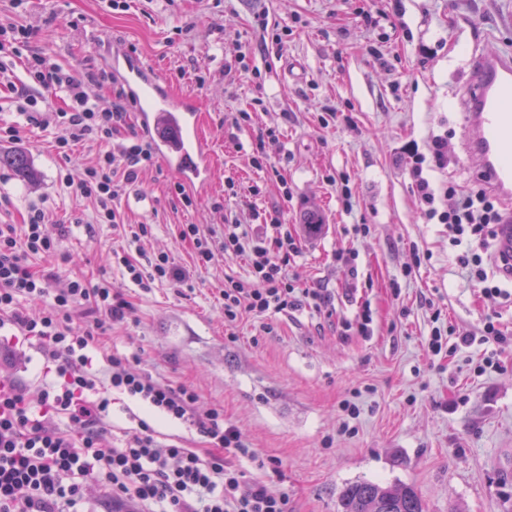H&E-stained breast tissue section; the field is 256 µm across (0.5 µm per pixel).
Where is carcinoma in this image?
Returning <instances> with one entry per match:
<instances>
[{
    "mask_svg": "<svg viewBox=\"0 0 512 512\" xmlns=\"http://www.w3.org/2000/svg\"><path fill=\"white\" fill-rule=\"evenodd\" d=\"M2 164L11 167L23 180L34 177L29 156L23 152L0 154ZM339 507L340 512H426L425 504L412 487H384L371 481L348 485L339 497Z\"/></svg>",
    "mask_w": 512,
    "mask_h": 512,
    "instance_id": "1",
    "label": "carcinoma"
}]
</instances>
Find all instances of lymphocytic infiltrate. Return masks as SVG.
<instances>
[{"instance_id": "lymphocytic-infiltrate-1", "label": "lymphocytic infiltrate", "mask_w": 512, "mask_h": 512, "mask_svg": "<svg viewBox=\"0 0 512 512\" xmlns=\"http://www.w3.org/2000/svg\"><path fill=\"white\" fill-rule=\"evenodd\" d=\"M99 83L93 76L78 78L46 57L30 56L25 78L7 84L24 121L0 126V141L19 139L29 125L53 129L54 147L62 157L83 140L105 144V151L82 172L65 173L60 181L92 204L98 223L123 228L138 241L150 235L149 225L125 224L116 203L125 186L153 166L154 154L146 140L121 136L125 108L95 93ZM50 93L65 96V109L46 107ZM447 145V136L436 135L428 153L408 156L420 210L426 220L444 224L452 245L470 237V247L458 262L485 297L512 301V277L494 261L501 219L495 200L482 191L460 194L448 185L432 186L427 177L447 167ZM49 224L48 212L39 206L28 209L24 224H0V328L13 326L34 341L47 371L55 375L53 384L34 399L0 379V512H84L91 482L107 488L113 499L137 505L139 512H288L287 492L247 485L238 463L255 462L259 456L236 426L225 424L223 410L200 408L193 388L153 378L139 356L107 357L112 389L194 426L205 450L162 444L144 421L124 447L105 445L111 401L98 394L99 377L88 349L112 323L126 318L131 305L104 279L94 283L76 276L65 287L50 289L51 273L36 271L29 263L33 254H57L60 240ZM178 236L191 244L198 267L245 258L247 276L225 277L221 291L228 328L251 314L329 305L324 289L300 288L289 278L287 267L299 252L300 237L282 223L279 212L269 213L263 224L234 220L218 231L183 224ZM119 261L129 280L146 290L158 282L184 279L165 253L124 254ZM32 300L44 303L35 315L25 307ZM477 341L507 344L495 314L486 315L477 332L457 334L452 343L440 327H433L429 348L436 354L446 346L455 352ZM64 416L74 422V429L59 426Z\"/></svg>"}]
</instances>
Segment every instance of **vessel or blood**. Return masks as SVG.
Instances as JSON below:
<instances>
[{
    "instance_id": "1",
    "label": "vessel or blood",
    "mask_w": 512,
    "mask_h": 512,
    "mask_svg": "<svg viewBox=\"0 0 512 512\" xmlns=\"http://www.w3.org/2000/svg\"><path fill=\"white\" fill-rule=\"evenodd\" d=\"M112 70L127 97L138 103L137 130L158 160L185 185L209 187L214 161L200 133L202 114L196 100L176 93L134 53L117 52ZM458 107L462 154L477 159V178L502 204L498 259L512 266V53L477 55Z\"/></svg>"
}]
</instances>
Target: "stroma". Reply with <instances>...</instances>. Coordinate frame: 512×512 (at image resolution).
Masks as SVG:
<instances>
[{"instance_id": "35a3bbf8", "label": "stroma", "mask_w": 512, "mask_h": 512, "mask_svg": "<svg viewBox=\"0 0 512 512\" xmlns=\"http://www.w3.org/2000/svg\"><path fill=\"white\" fill-rule=\"evenodd\" d=\"M259 13L267 28L257 26ZM17 22L31 32L29 51L77 76L104 77L111 97L121 92L113 50L124 46L194 97L204 116L215 176L194 192L195 206H181L176 176L159 164L118 202L126 223L150 225L145 248L169 254L186 276L185 285L148 292L114 257L135 244L96 223L92 207L58 179L60 170L81 171L94 148L60 158L53 132L37 128L0 142L1 152L28 154L36 173L29 183L0 167V224L23 223L36 204L60 237V258L37 256L33 265L51 270L56 288L78 275L108 279L132 305L104 354H140L153 377L193 387L202 407L223 408L261 459L278 460L274 470L244 469L247 481L287 491L288 512H337L342 490L362 480L411 486L428 512H512V345L429 351L434 310L444 325L472 328L495 307L456 265L443 226L423 218L402 158L447 134L448 166L432 181L478 189L475 164L459 150L456 94L476 52L512 53V0H132L125 11L111 0H27L21 11L0 0V25ZM229 64L244 75L230 80ZM327 106L339 117L323 125ZM245 111L252 121L231 126ZM270 128L279 146L263 173L252 159ZM229 177L259 185V195H225ZM273 210L301 234L289 277L327 289L331 310L246 317L232 343L220 289L225 276H246L248 267L239 259L195 267L178 227L250 224L254 212ZM311 221L320 225L313 234L305 230ZM357 224L369 233H354ZM349 249L354 268L337 266V253ZM366 305L372 334L344 332L342 319ZM495 309L512 337V305ZM491 352L496 364L484 367ZM1 376L31 396L50 381L36 346L18 336L0 335ZM111 397L107 445H122L144 419L161 443L201 447L193 426L119 392ZM347 402L358 406L357 418L344 411Z\"/></svg>"}]
</instances>
